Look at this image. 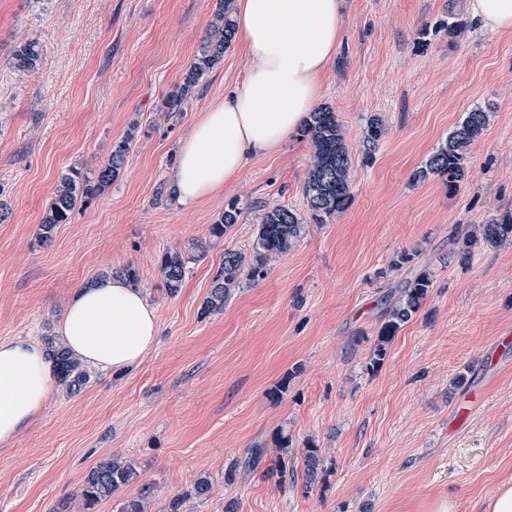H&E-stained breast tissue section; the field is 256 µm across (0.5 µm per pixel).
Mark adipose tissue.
<instances>
[{
	"label": "adipose tissue",
	"mask_w": 512,
	"mask_h": 512,
	"mask_svg": "<svg viewBox=\"0 0 512 512\" xmlns=\"http://www.w3.org/2000/svg\"><path fill=\"white\" fill-rule=\"evenodd\" d=\"M343 16L344 0H234L247 77L181 140L173 176L180 205L221 192L303 124L323 95L321 76L342 42ZM57 334L81 362L119 372L155 347L159 325L140 288L107 276L74 291ZM54 373L41 344L21 336L0 341V446L40 414Z\"/></svg>",
	"instance_id": "obj_1"
}]
</instances>
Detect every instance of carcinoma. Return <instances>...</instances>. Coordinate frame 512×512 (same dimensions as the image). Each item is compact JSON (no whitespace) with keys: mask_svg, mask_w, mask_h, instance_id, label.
I'll return each mask as SVG.
<instances>
[{"mask_svg":"<svg viewBox=\"0 0 512 512\" xmlns=\"http://www.w3.org/2000/svg\"><path fill=\"white\" fill-rule=\"evenodd\" d=\"M236 28L233 21V0H217L210 29L203 40L194 60L185 73L181 84L172 92L166 105L174 110L181 101L192 93L200 79L208 73L223 57L224 52L235 39ZM39 59L36 43L27 42L14 54L17 68H33ZM488 123V112L476 107L469 112L448 134L444 142L428 156L425 163L412 175L417 183L431 178H442L448 189L454 190L468 180L470 166L468 154L472 143L482 134ZM304 133L309 137L313 148L303 185V200L306 214L282 205H257L251 208L258 212L256 235L252 244V253L224 250V262L215 275L209 293L205 297L201 310L208 315L224 307L233 289L244 281L256 282L267 274L268 262L273 258L286 255L300 236L305 218L316 224H324L333 215L346 209L353 198V180L351 178V158L342 127L336 112L328 106H322L309 113L304 123ZM385 134V127L378 115L368 118L365 126V140L369 147L378 145ZM134 135L129 132L112 145L108 159L98 168L95 176L88 177L74 170L61 176L40 224L38 238L47 242L53 238L59 224L68 223L73 210L79 204H88L106 191L119 175L130 151ZM246 206L235 199L227 203L220 218L209 226V235L222 238L224 234L239 223ZM484 243L498 248L512 245V212L491 215L481 225V238ZM478 238L468 235L453 241L452 256L465 263ZM418 257L415 249H404L390 262V269L399 271L405 267L415 268ZM188 258L179 250L168 251L162 255L160 274L167 292H178L187 271ZM433 288V279L426 270H419L405 278L390 297L377 329L373 349L366 362V371L375 372L383 364L388 347L392 344L401 328L413 319L429 298ZM50 351L57 367L58 378L77 388L86 381L80 362L61 343L50 341ZM260 459V451L251 453L243 462L231 467L225 474L227 480L236 479L238 469L252 471ZM319 449L306 448L304 471L306 483L316 481L321 472ZM137 478V471L130 463L105 459L94 466L87 475L81 497L86 506H92L107 499L120 487L126 486ZM151 493V487L143 485L139 496L124 502L120 512H143V500Z\"/></svg>","mask_w":512,"mask_h":512,"instance_id":"1","label":"carcinoma"}]
</instances>
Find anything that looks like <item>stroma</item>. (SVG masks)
<instances>
[{
    "mask_svg": "<svg viewBox=\"0 0 512 512\" xmlns=\"http://www.w3.org/2000/svg\"><path fill=\"white\" fill-rule=\"evenodd\" d=\"M217 0H0V341L55 335L74 290L103 271L134 268L160 334L141 365L88 369L79 391L55 382L39 417L0 446V512H119L141 485L145 512H487L512 482V362L487 367L512 336V246L476 244L451 258L455 235L512 208V33L474 20L466 0H346L344 37L324 76L321 105L338 116L352 159L353 199L328 223L306 224L267 276L235 289L223 310L200 307L225 249L249 252L247 212L223 239L208 228L235 198L303 210L312 154L303 132L251 160L224 192L178 205L172 176L181 139L246 78L232 43L181 111L164 106L205 37ZM458 22L449 32V22ZM36 42L29 71L15 51ZM489 114L457 190L413 183L464 112ZM385 134L367 150L364 128ZM134 133L125 165L49 242L38 224L60 176H90L113 143ZM419 251L432 292L375 372L365 362L386 300ZM189 256L169 295L158 262ZM288 389L274 399L280 379ZM289 437L278 448L276 434ZM323 471L307 484L304 450ZM252 448L282 457L295 480L263 468L224 473ZM131 463L136 482L84 508L90 469ZM208 499L189 498L199 479Z\"/></svg>",
    "mask_w": 512,
    "mask_h": 512,
    "instance_id": "obj_1",
    "label": "stroma"
}]
</instances>
